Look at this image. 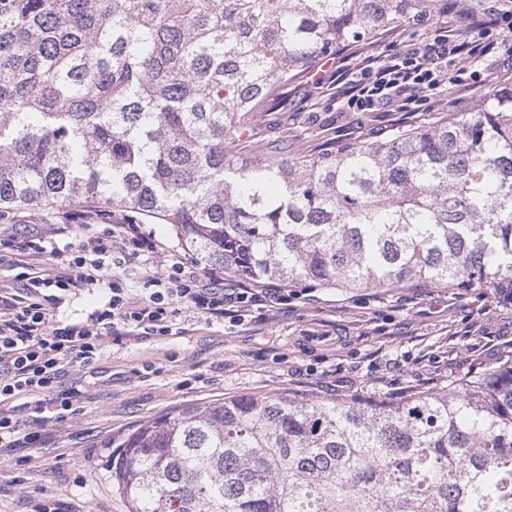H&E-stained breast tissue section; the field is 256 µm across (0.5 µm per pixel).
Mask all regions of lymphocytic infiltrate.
<instances>
[{"mask_svg": "<svg viewBox=\"0 0 512 512\" xmlns=\"http://www.w3.org/2000/svg\"><path fill=\"white\" fill-rule=\"evenodd\" d=\"M505 56L512 57V48L493 37L481 17H470L456 35L435 28L395 52L364 56L352 67L337 65L329 83L357 111L390 106L407 112L445 85L477 78L488 59ZM29 235L25 252L0 250L1 266L28 271L24 288L0 289V449L34 444L38 427L73 414L77 392L60 390L61 377L69 368L99 361L109 344L173 336L181 333L182 323L195 319L220 324L245 307L274 312L288 303L278 286L258 288L250 279H226L215 268L199 271L190 255H165L161 242L132 215L61 248L47 247L38 227ZM132 257L144 262L139 290L128 287L123 276ZM102 289L104 300L73 321L58 319L45 305L49 297L61 304ZM29 395L36 398L37 429L25 434L4 406Z\"/></svg>", "mask_w": 512, "mask_h": 512, "instance_id": "1", "label": "lymphocytic infiltrate"}]
</instances>
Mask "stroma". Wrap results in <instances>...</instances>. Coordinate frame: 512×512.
I'll list each match as a JSON object with an SVG mask.
<instances>
[{"label": "stroma", "mask_w": 512, "mask_h": 512, "mask_svg": "<svg viewBox=\"0 0 512 512\" xmlns=\"http://www.w3.org/2000/svg\"><path fill=\"white\" fill-rule=\"evenodd\" d=\"M310 85L290 89L288 109L260 113L245 152L260 156L268 139L318 153L350 143H378L400 127H425L449 116L419 112H356L335 90L303 100ZM336 333L337 344L308 341ZM512 346V305L476 288L425 284L387 290L294 289L285 309L246 317L238 327L192 321L184 334L111 346L97 363L74 369L62 387L82 380L77 411L36 428L32 407L14 406L23 432L39 431L38 463L26 464L28 444L0 450V512H30L41 494L62 512H129L112 489L108 440L187 405L243 394H288L336 402L429 391L449 377L493 359Z\"/></svg>", "instance_id": "1"}]
</instances>
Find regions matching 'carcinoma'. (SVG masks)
Segmentation results:
<instances>
[{"label": "carcinoma", "instance_id": "carcinoma-1", "mask_svg": "<svg viewBox=\"0 0 512 512\" xmlns=\"http://www.w3.org/2000/svg\"><path fill=\"white\" fill-rule=\"evenodd\" d=\"M443 0H0V212L92 202L284 287L512 295V82L380 143L245 156L255 117ZM130 512H512V350L361 404L245 394L124 434Z\"/></svg>", "mask_w": 512, "mask_h": 512}]
</instances>
